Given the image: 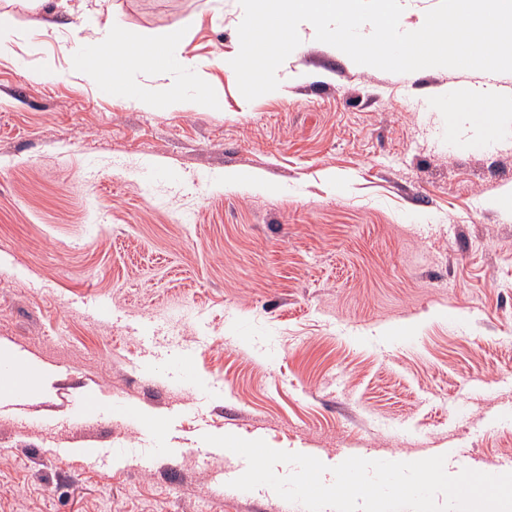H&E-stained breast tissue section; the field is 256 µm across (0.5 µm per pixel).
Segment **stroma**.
Here are the masks:
<instances>
[{
	"instance_id": "1",
	"label": "stroma",
	"mask_w": 512,
	"mask_h": 512,
	"mask_svg": "<svg viewBox=\"0 0 512 512\" xmlns=\"http://www.w3.org/2000/svg\"><path fill=\"white\" fill-rule=\"evenodd\" d=\"M68 3L47 33L52 0L17 8L0 58V347L40 372L0 379V512H305L231 490L207 434L329 466L512 455V113L443 96L490 81L365 69L304 29L249 101L239 0H108L213 61L164 81L217 108L142 110L66 76L96 20Z\"/></svg>"
}]
</instances>
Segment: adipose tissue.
Masks as SVG:
<instances>
[{
    "mask_svg": "<svg viewBox=\"0 0 512 512\" xmlns=\"http://www.w3.org/2000/svg\"><path fill=\"white\" fill-rule=\"evenodd\" d=\"M185 34L171 29L161 34L145 33L125 37L111 24H93L71 49L69 70L94 81L99 87L122 95L130 94L132 102L141 108L151 109L165 104L171 109L183 108L178 92L167 85H144L135 93H128V74L137 67L146 66L157 75L171 69L169 51L183 42Z\"/></svg>",
    "mask_w": 512,
    "mask_h": 512,
    "instance_id": "ef3b65f1",
    "label": "adipose tissue"
}]
</instances>
